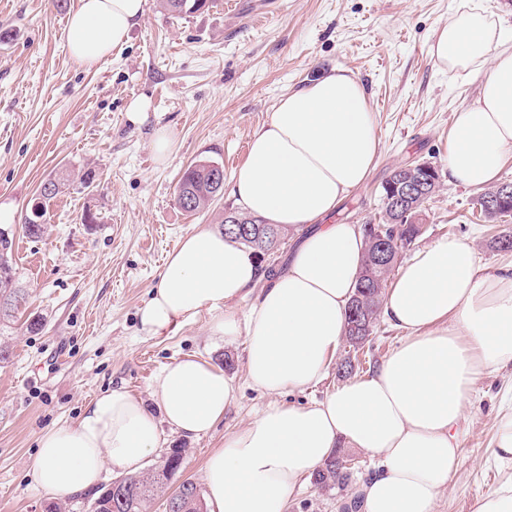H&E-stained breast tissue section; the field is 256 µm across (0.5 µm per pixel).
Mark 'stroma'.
<instances>
[{"label":"stroma","mask_w":512,"mask_h":512,"mask_svg":"<svg viewBox=\"0 0 512 512\" xmlns=\"http://www.w3.org/2000/svg\"><path fill=\"white\" fill-rule=\"evenodd\" d=\"M77 0H0V25L14 37L0 45V203L14 238L16 285L26 304L0 322V512H45L47 496L35 487L38 439L48 428L76 422L97 394L125 387L150 400L161 369L196 354L216 366L232 359L236 403L207 434L185 438L164 431L165 447L185 451L169 485L201 483L207 455L227 434L253 421L270 396L250 388L245 340L213 342L208 315L169 335L150 338L138 311L168 253L199 226L219 227L235 202L222 191L207 208L189 214L174 203L183 170L211 161L232 177L253 132L267 123L277 101L311 79L345 69L366 86L377 121L379 156L366 183L349 192L329 223L366 224L381 210L380 185L395 167L431 163L439 188L422 216L421 250L443 238L474 247L481 265L512 262L497 238L512 220L489 224L476 207L478 190L450 183L444 173L455 116L479 94L475 78L441 71L429 54L434 28L446 23L457 0H282L268 21L252 14L263 0H217L204 12L168 15L159 0L129 41L92 70L78 67L66 46V27ZM145 118H129L133 102ZM172 129L177 145L157 163L152 136ZM73 181L49 203L43 237L24 234L41 183L58 171ZM93 171L94 182L79 179ZM93 213L96 223L82 221ZM42 320L30 329L31 318ZM401 330L378 321L359 347L340 342L326 377L282 396L306 406L343 384L348 357L355 376L373 370L400 340ZM512 382V366L482 377L466 411L461 466L440 494L435 512H473L494 487L498 470L488 459L495 408ZM354 461L345 490L305 482L287 512H342L379 459L347 449Z\"/></svg>","instance_id":"1"}]
</instances>
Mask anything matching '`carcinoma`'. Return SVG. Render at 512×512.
<instances>
[{
	"instance_id": "obj_1",
	"label": "carcinoma",
	"mask_w": 512,
	"mask_h": 512,
	"mask_svg": "<svg viewBox=\"0 0 512 512\" xmlns=\"http://www.w3.org/2000/svg\"><path fill=\"white\" fill-rule=\"evenodd\" d=\"M161 7L170 15L180 17L182 15L198 12L211 6L214 0H160ZM208 162H196L188 166L183 172L176 186L174 199L190 192L194 196V206L183 208V211L193 213L204 209L210 203V184L208 182ZM401 175L400 168H395L390 176L381 183L380 197L382 201L381 212L378 222L371 223L370 235L384 236L387 245L391 249L393 258L400 257L401 253L409 248L421 235V228L411 222V219L418 217L423 212V205L409 215L393 211L388 185ZM497 186H491L484 190L476 200L480 215L494 220L501 217L512 216V200L506 202V206L498 212L487 209V199L494 194ZM244 223L253 228V233L248 236L237 235L230 230V226H224V232L238 243L250 248L257 255L259 260H264L267 252L273 250L280 239L282 229L264 223L263 220L252 217L244 212H237ZM44 213H35L26 218L22 225L24 233L31 238H40L46 232V225L38 223ZM8 252H0V319L11 316V313L18 309L25 302V292L15 286L14 272L11 263L12 246H7ZM373 247H368L364 264L360 272L355 293L350 306L363 303L366 313L362 320L355 324L351 316H346L347 340L354 346L359 345L366 336L370 335V328L378 320L381 314V307L385 297V290L369 288L364 286L373 283L378 278H386V270L377 267L372 262ZM183 449L171 448L162 460V464L155 470L121 478L126 484L124 498L121 500L112 499V492L102 488L99 494L91 503V512H149L154 501L165 492L167 482L174 473L170 462L174 456H181ZM344 455L341 449H336L323 465L313 474L314 484L320 488L344 489L351 478V474L341 467L338 459Z\"/></svg>"
}]
</instances>
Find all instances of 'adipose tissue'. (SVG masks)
<instances>
[{
    "label": "adipose tissue",
    "instance_id": "obj_1",
    "mask_svg": "<svg viewBox=\"0 0 512 512\" xmlns=\"http://www.w3.org/2000/svg\"><path fill=\"white\" fill-rule=\"evenodd\" d=\"M145 12L146 0H78L68 19L70 57L94 68L125 44ZM429 53L439 69L479 81L476 103L457 114L446 168L449 182L482 188L512 156V31L482 0H459L434 29ZM378 152L357 77L335 71L284 95L252 134L232 194L248 214L296 231L314 222L317 230L269 282L223 231L197 228L149 290L139 312L146 335L165 336L211 314V338L245 336L247 381L275 398L207 458L212 512H285L300 482L344 445L381 458L358 490L359 512H434L461 465L459 424L476 382L512 366V265L482 267L471 244L443 238L407 261L389 289L382 315L403 335L379 366L311 405L277 403L325 376L344 334L365 240L355 225L325 218L365 183ZM255 287L258 298L238 320L233 303ZM236 390L232 377L195 355L161 370L155 408L125 388L107 389L75 424L41 434L36 487L64 498L94 490L105 470H138L161 448V425L190 437L208 432ZM490 454L504 476L474 512H512V390L500 403Z\"/></svg>",
    "mask_w": 512,
    "mask_h": 512
}]
</instances>
